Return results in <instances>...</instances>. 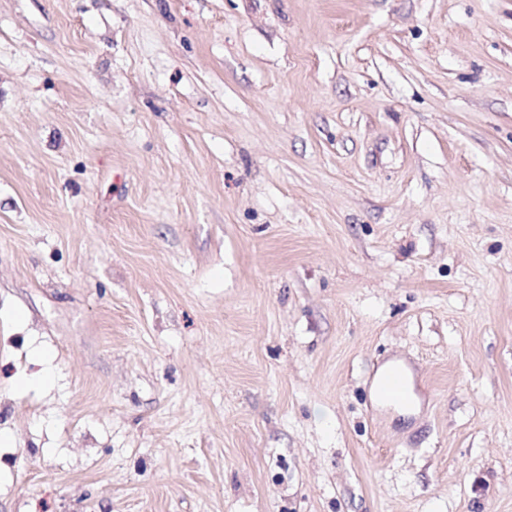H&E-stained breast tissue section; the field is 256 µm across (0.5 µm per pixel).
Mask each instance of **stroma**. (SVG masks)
Instances as JSON below:
<instances>
[{"label": "stroma", "instance_id": "1", "mask_svg": "<svg viewBox=\"0 0 512 512\" xmlns=\"http://www.w3.org/2000/svg\"><path fill=\"white\" fill-rule=\"evenodd\" d=\"M0 512H512V0H0Z\"/></svg>", "mask_w": 512, "mask_h": 512}]
</instances>
